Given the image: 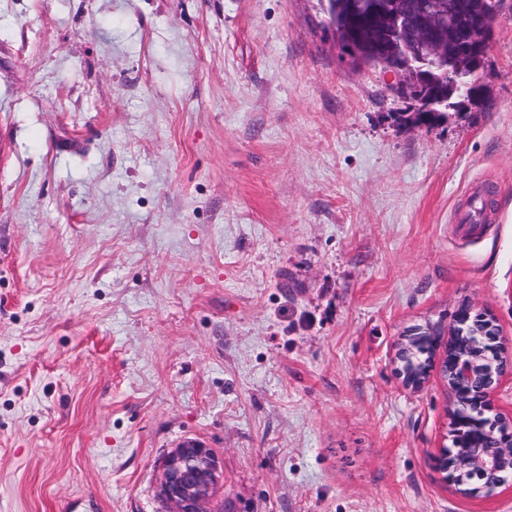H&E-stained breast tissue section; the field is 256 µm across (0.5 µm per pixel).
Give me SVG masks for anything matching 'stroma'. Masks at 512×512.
I'll use <instances>...</instances> for the list:
<instances>
[{
    "instance_id": "stroma-1",
    "label": "stroma",
    "mask_w": 512,
    "mask_h": 512,
    "mask_svg": "<svg viewBox=\"0 0 512 512\" xmlns=\"http://www.w3.org/2000/svg\"><path fill=\"white\" fill-rule=\"evenodd\" d=\"M394 81L326 0H0V512H159L187 438L229 512H512L394 362L464 300L512 345V0L479 99ZM489 215L482 188L478 189L476 186L470 192L466 204L455 211L453 219L457 224H483Z\"/></svg>"
}]
</instances>
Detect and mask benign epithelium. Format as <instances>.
Returning <instances> with one entry per match:
<instances>
[{
    "label": "benign epithelium",
    "mask_w": 512,
    "mask_h": 512,
    "mask_svg": "<svg viewBox=\"0 0 512 512\" xmlns=\"http://www.w3.org/2000/svg\"><path fill=\"white\" fill-rule=\"evenodd\" d=\"M451 26L452 19L429 3L411 23L392 10L355 25L354 34L363 48L381 51L379 60L408 87L422 80L421 69L394 55L389 44L381 41L380 33L409 34L430 55L438 56L448 51ZM491 27L487 14L471 12L461 49L482 59ZM505 354L493 313L469 302L459 305L448 327L415 329L397 353L398 374L412 389L421 388L432 368L439 367L454 406L449 431L454 450L442 451L441 470L458 486L463 485L466 475L480 479L479 492L487 497L512 476V416L496 413L493 407V396L506 374ZM489 412L494 416H487ZM223 489V459L199 439L182 441L158 463L162 512H225L224 501L216 500Z\"/></svg>",
    "instance_id": "obj_1"
}]
</instances>
